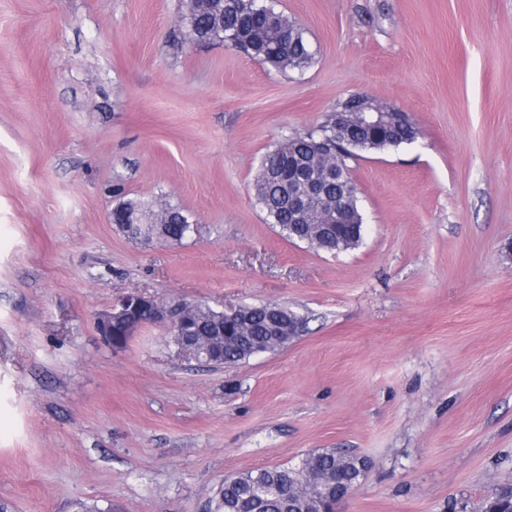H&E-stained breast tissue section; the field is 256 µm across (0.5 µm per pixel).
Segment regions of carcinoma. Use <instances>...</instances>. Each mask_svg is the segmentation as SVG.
Wrapping results in <instances>:
<instances>
[{
  "mask_svg": "<svg viewBox=\"0 0 512 512\" xmlns=\"http://www.w3.org/2000/svg\"><path fill=\"white\" fill-rule=\"evenodd\" d=\"M180 23L190 41L222 42L278 73L302 71L316 58L306 31L297 22L285 19L279 0H196ZM343 111L345 103L341 102L317 127L283 138L260 162L253 184L255 199L271 223L289 238L298 233L314 240L319 225L327 223L331 216L336 196L345 192L357 194L350 179L333 181L327 176L330 170H351L350 163L357 160L343 142L336 141L335 113ZM351 136L363 141V151L374 152L411 144L419 130L412 123L396 130L382 125L370 131L354 129ZM299 168L323 185L324 195L292 230L288 174ZM143 212L156 214L165 231L177 240L186 236L182 226L191 223V218L183 210L138 198L120 200L112 209V221L121 224L126 216L137 217ZM345 221L348 227L332 245L342 241L344 250L349 251L359 246L350 226L363 223L357 202L348 203ZM192 314L203 318L195 331L199 347L212 348L215 339L206 321L207 312L195 307ZM303 326L301 317L289 322L286 311L275 314L264 305L246 306L237 317L224 319V335L228 336L224 340V364L246 361L258 349L275 351L282 347V337L300 334ZM362 461L356 454L330 450L306 457L297 467L257 468L227 476L213 500L212 512H311L313 501L308 486L325 484L331 488L324 506L331 510L336 506L338 488L361 484L366 470Z\"/></svg>",
  "mask_w": 512,
  "mask_h": 512,
  "instance_id": "cac0c4a2",
  "label": "carcinoma"
}]
</instances>
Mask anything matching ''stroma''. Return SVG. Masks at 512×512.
Masks as SVG:
<instances>
[{"label":"stroma","mask_w":512,"mask_h":512,"mask_svg":"<svg viewBox=\"0 0 512 512\" xmlns=\"http://www.w3.org/2000/svg\"><path fill=\"white\" fill-rule=\"evenodd\" d=\"M185 0H0V504L210 512L225 476L370 461L337 512H482L512 487V0H281L314 64L184 39ZM355 94L411 145L352 168L363 241H290L263 155ZM195 233L131 240L120 197ZM281 304L306 322L235 365L167 327L112 349L119 296ZM158 206L156 202L144 201L138 198H127L120 200L112 209L110 223L115 224L116 229L123 235L134 240L150 239L154 236L152 224H123L126 214L130 217H138L142 212H152L157 215L165 231L181 241L186 232H183L182 226L192 224L191 218L178 207L171 205ZM161 207V208H160ZM158 210L164 211L165 215H160Z\"/></svg>","instance_id":"1"}]
</instances>
